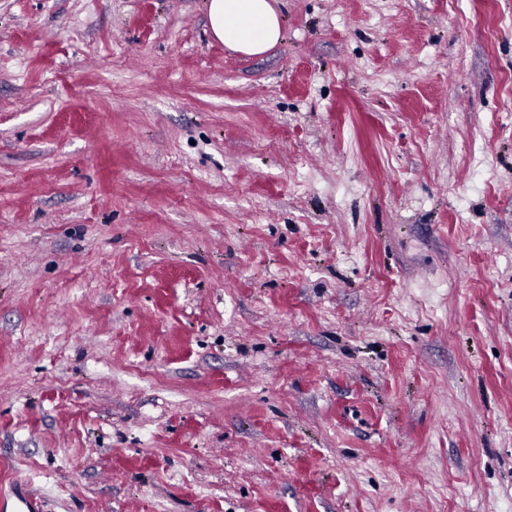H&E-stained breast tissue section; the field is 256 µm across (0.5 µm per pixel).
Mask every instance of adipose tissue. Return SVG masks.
<instances>
[{
  "label": "adipose tissue",
  "instance_id": "adipose-tissue-1",
  "mask_svg": "<svg viewBox=\"0 0 512 512\" xmlns=\"http://www.w3.org/2000/svg\"><path fill=\"white\" fill-rule=\"evenodd\" d=\"M213 36L233 51L258 56L282 37V24L271 0H207Z\"/></svg>",
  "mask_w": 512,
  "mask_h": 512
}]
</instances>
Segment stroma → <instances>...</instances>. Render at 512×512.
Returning <instances> with one entry per match:
<instances>
[{
    "instance_id": "1",
    "label": "stroma",
    "mask_w": 512,
    "mask_h": 512,
    "mask_svg": "<svg viewBox=\"0 0 512 512\" xmlns=\"http://www.w3.org/2000/svg\"><path fill=\"white\" fill-rule=\"evenodd\" d=\"M0 0V512H512V0ZM212 35L233 51L258 56L282 38V24L270 0H206Z\"/></svg>"
}]
</instances>
